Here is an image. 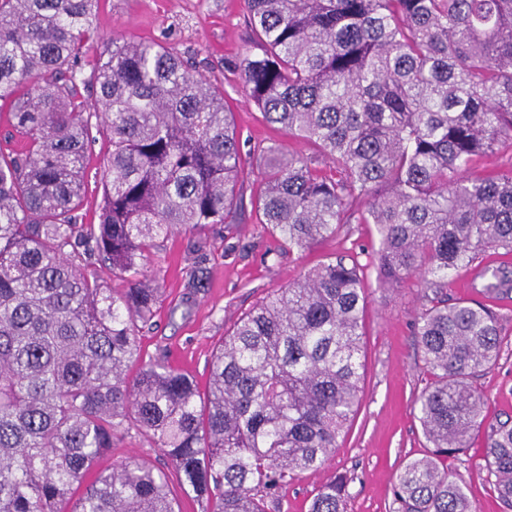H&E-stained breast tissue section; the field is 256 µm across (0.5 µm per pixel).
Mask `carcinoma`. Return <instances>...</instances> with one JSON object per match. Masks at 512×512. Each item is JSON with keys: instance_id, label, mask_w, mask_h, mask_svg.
<instances>
[{"instance_id": "cac0c4a2", "label": "carcinoma", "mask_w": 512, "mask_h": 512, "mask_svg": "<svg viewBox=\"0 0 512 512\" xmlns=\"http://www.w3.org/2000/svg\"><path fill=\"white\" fill-rule=\"evenodd\" d=\"M98 3L0 0V112L19 137L0 151V512H180L173 478L202 512H275L283 488L323 468L360 403L357 261L321 263L242 313L203 395L141 353L162 294L152 253L180 229L241 222L254 174L256 221L282 249L372 224L379 278L422 274L415 336L431 382L417 403L432 450L403 466L394 497L401 512H472L448 459L484 425L475 380L499 358V319L444 288L512 251V166L466 172L512 150V0H244L264 49L237 65L242 88L310 155L243 152L224 87L168 47L114 41L107 60L91 56ZM98 135L102 206L79 224ZM95 255L124 287L85 271ZM486 290L511 294L512 274ZM133 433L168 470L97 469ZM485 462L511 510V424L489 425ZM345 501L331 475L309 512Z\"/></svg>"}]
</instances>
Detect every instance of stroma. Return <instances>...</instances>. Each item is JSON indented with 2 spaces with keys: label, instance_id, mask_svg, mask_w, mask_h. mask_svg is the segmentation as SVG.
Returning a JSON list of instances; mask_svg holds the SVG:
<instances>
[{
  "label": "stroma",
  "instance_id": "35a3bbf8",
  "mask_svg": "<svg viewBox=\"0 0 512 512\" xmlns=\"http://www.w3.org/2000/svg\"><path fill=\"white\" fill-rule=\"evenodd\" d=\"M95 25L100 38L94 55L104 54L116 39L162 43L194 58L200 72L223 85L243 140L271 139L284 149L310 153L309 145L267 126L242 91L235 65L261 51L246 22L243 0H101ZM107 152L108 145L100 138L88 154L79 223L98 221L99 173ZM201 241L206 244L207 281L196 290L188 285L189 271ZM378 247L373 225L350 224L309 252L288 254L261 230L250 211L240 224H210L199 232L176 233L155 251L148 266L163 293L151 325L141 336L143 356L165 361L203 389L211 355L238 315L334 257L351 255L364 265L365 374L359 411L322 471L302 473L282 490L279 512H308L316 488L324 476L334 473L348 478L347 512H396L392 488L397 474L408 461L430 450L416 403L430 381L414 336L424 282L414 273L400 285L385 284L373 265ZM493 309L500 319V356L477 385L485 396L487 421L512 423V301L494 304ZM486 442V429H476L469 448L449 460L448 467L466 484L474 512H505L495 477L485 464ZM130 457L158 468L167 463L161 451L131 435L115 441L98 466L108 469Z\"/></svg>",
  "mask_w": 512,
  "mask_h": 512
}]
</instances>
